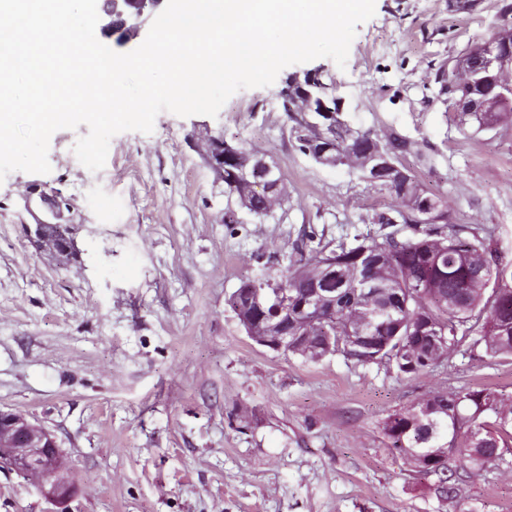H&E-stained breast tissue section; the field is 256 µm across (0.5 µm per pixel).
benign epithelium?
Segmentation results:
<instances>
[{
    "label": "benign epithelium",
    "instance_id": "obj_1",
    "mask_svg": "<svg viewBox=\"0 0 512 512\" xmlns=\"http://www.w3.org/2000/svg\"><path fill=\"white\" fill-rule=\"evenodd\" d=\"M166 0H97L99 22L103 30L110 32L113 20L118 18L129 26L126 35L131 37L138 33L144 20L158 12ZM484 65L496 69L509 63V57L501 53L495 43L485 47ZM298 79V95L307 108L321 113L322 118L310 115L306 124L321 127L329 123L336 114L342 112L341 102L330 96L327 85L317 74H308V80ZM201 149L209 166L217 175L224 174V163L228 162L237 169L238 184L253 192L276 190L278 171L261 153H241L230 144L224 143L221 135L206 138ZM30 237L37 243L40 251L58 257L69 250L71 244L68 231L59 228L56 223H39L29 231ZM286 323L282 319H267L260 315L248 327L246 334L258 345L271 351L288 352V345L295 344L288 335ZM57 444L52 434L41 425L31 421L22 413L0 409V468L7 466L19 475L35 478L43 490H52L54 498L66 499L70 485L65 480L66 469L58 465L54 456Z\"/></svg>",
    "mask_w": 512,
    "mask_h": 512
}]
</instances>
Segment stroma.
Instances as JSON below:
<instances>
[{"label":"stroma","instance_id":"1","mask_svg":"<svg viewBox=\"0 0 512 512\" xmlns=\"http://www.w3.org/2000/svg\"><path fill=\"white\" fill-rule=\"evenodd\" d=\"M497 3L468 15L448 0H375L345 68L287 66L214 117L161 112L152 133L111 139L90 185L73 159L84 125L52 135L50 173L0 182V409L53 434L72 486L61 502L0 469V512H512V470L462 472L447 500L382 433L390 411L436 390L487 384L512 398V363L464 347L411 379L339 353L306 363L255 344L226 304L302 235L353 244L393 204L294 147L279 93L296 72L321 73L354 127L414 140L403 164L446 198L450 223L485 225L512 260V128L461 123L438 80L491 36ZM207 132L266 152L283 207L258 218L229 205L195 147ZM33 186L58 202L73 260L27 239Z\"/></svg>","mask_w":512,"mask_h":512}]
</instances>
